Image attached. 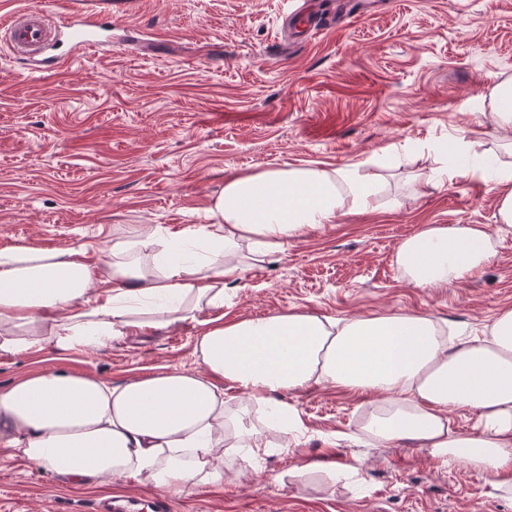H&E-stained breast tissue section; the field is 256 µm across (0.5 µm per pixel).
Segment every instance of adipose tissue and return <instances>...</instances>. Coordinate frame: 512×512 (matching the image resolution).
Masks as SVG:
<instances>
[{
  "label": "adipose tissue",
  "mask_w": 512,
  "mask_h": 512,
  "mask_svg": "<svg viewBox=\"0 0 512 512\" xmlns=\"http://www.w3.org/2000/svg\"><path fill=\"white\" fill-rule=\"evenodd\" d=\"M472 138L456 142L464 164L436 152L427 182L480 173ZM375 182L358 167L268 168L225 181L210 221L184 234L185 259L152 233L114 236L100 268L84 246L0 249V353L52 350L66 357L124 337L199 321L203 372L164 370L112 385L61 371L34 372L0 387V446L83 485L136 477L174 491L224 478V455L266 453L287 436L282 396L327 384L368 394L363 432L378 446L412 443L459 461L512 496V309L458 347L429 313L392 311L343 321L291 312L228 322L224 288L309 230L372 208ZM482 224H431L401 241L396 261L418 287L448 288L495 255ZM264 412L260 423L230 416L225 387ZM477 417L472 432L450 414Z\"/></svg>",
  "instance_id": "1"
}]
</instances>
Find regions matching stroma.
<instances>
[{
  "instance_id": "obj_1",
  "label": "stroma",
  "mask_w": 512,
  "mask_h": 512,
  "mask_svg": "<svg viewBox=\"0 0 512 512\" xmlns=\"http://www.w3.org/2000/svg\"><path fill=\"white\" fill-rule=\"evenodd\" d=\"M325 15L288 42L286 0H134L112 9L137 39L29 77L0 42V248L84 245L98 265L114 232L169 237L207 221L226 179L267 168L362 163L376 207L310 231L224 294L231 322L289 311L336 319L430 313L463 339L512 308V231L484 272L448 288L402 279L394 258L429 224L495 227L496 193L468 176L418 185L433 147L479 131L493 149L494 85L512 79V0H307ZM156 44L141 55L138 39ZM199 326L177 324L60 359L0 354V385L72 371L116 384L198 371ZM302 425L287 446L231 453L224 480L174 492L135 478L71 484L0 448V512H92L123 493L171 512H512L489 476L425 449L372 447L370 399L315 385L287 394ZM326 469L357 470L326 485Z\"/></svg>"
}]
</instances>
